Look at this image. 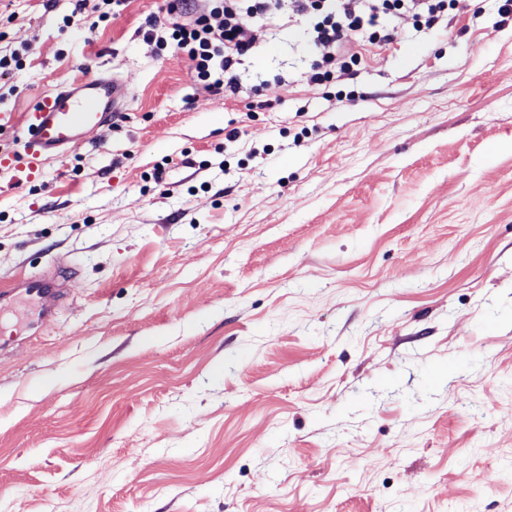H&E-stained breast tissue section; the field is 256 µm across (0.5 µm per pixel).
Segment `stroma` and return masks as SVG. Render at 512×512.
Listing matches in <instances>:
<instances>
[{
    "label": "stroma",
    "instance_id": "1",
    "mask_svg": "<svg viewBox=\"0 0 512 512\" xmlns=\"http://www.w3.org/2000/svg\"><path fill=\"white\" fill-rule=\"evenodd\" d=\"M162 0H0V154L83 75L112 120L0 174V512H512V13L454 0L310 81L274 16L194 84ZM68 277L56 269L40 277H23L10 288L0 289V308L23 299L36 307L41 320L53 315L68 293Z\"/></svg>",
    "mask_w": 512,
    "mask_h": 512
}]
</instances>
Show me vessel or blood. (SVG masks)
<instances>
[{
	"instance_id": "b4317fda",
	"label": "vessel or blood",
	"mask_w": 512,
	"mask_h": 512,
	"mask_svg": "<svg viewBox=\"0 0 512 512\" xmlns=\"http://www.w3.org/2000/svg\"><path fill=\"white\" fill-rule=\"evenodd\" d=\"M128 92L126 82L85 76L41 97L26 113L21 134L23 159L0 157V172L17 185L31 183L50 158H65L86 134L120 111ZM68 293V279L57 272L23 277L0 289V308L22 299L36 307L39 318L53 315Z\"/></svg>"
}]
</instances>
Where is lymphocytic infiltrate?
Instances as JSON below:
<instances>
[{
  "mask_svg": "<svg viewBox=\"0 0 512 512\" xmlns=\"http://www.w3.org/2000/svg\"><path fill=\"white\" fill-rule=\"evenodd\" d=\"M312 26L324 79H348L358 54L350 45L365 39L388 43L396 24L411 15L415 26H437L447 0H210L199 10L190 0H165L164 17H149L158 47L175 45L190 63L194 79L205 89L234 95L241 88L237 64L256 42L258 21L271 18L283 2Z\"/></svg>",
  "mask_w": 512,
  "mask_h": 512,
  "instance_id": "f902f5d3",
  "label": "lymphocytic infiltrate"
}]
</instances>
